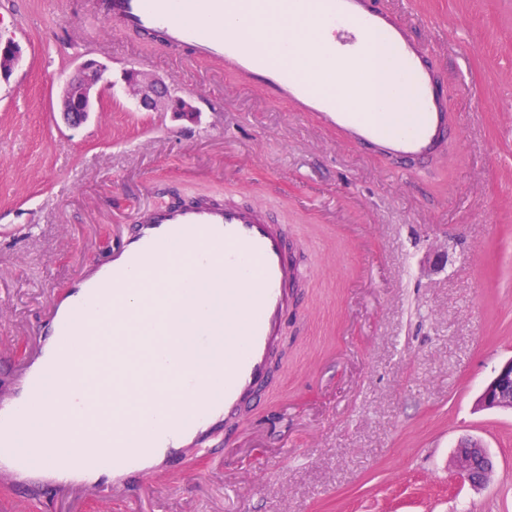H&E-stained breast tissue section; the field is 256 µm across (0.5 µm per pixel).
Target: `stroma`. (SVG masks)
<instances>
[{
	"instance_id": "35a3bbf8",
	"label": "stroma",
	"mask_w": 512,
	"mask_h": 512,
	"mask_svg": "<svg viewBox=\"0 0 512 512\" xmlns=\"http://www.w3.org/2000/svg\"><path fill=\"white\" fill-rule=\"evenodd\" d=\"M437 70L457 123L435 174L404 172L216 67L91 19L86 0H15L23 49L0 82V337L31 343L53 293L107 261L144 207L236 198L288 225L309 276L281 362L227 444L190 452L108 512H512V411L475 401L512 358V0H377ZM88 58L109 87L88 123L59 93ZM176 81L194 119L143 110L123 74ZM480 439L489 486L453 452ZM21 512H94L87 493L16 485Z\"/></svg>"
}]
</instances>
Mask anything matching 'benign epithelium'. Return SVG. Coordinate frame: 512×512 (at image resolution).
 Masks as SVG:
<instances>
[{
  "label": "benign epithelium",
  "mask_w": 512,
  "mask_h": 512,
  "mask_svg": "<svg viewBox=\"0 0 512 512\" xmlns=\"http://www.w3.org/2000/svg\"><path fill=\"white\" fill-rule=\"evenodd\" d=\"M21 54L17 41L0 36V80L12 75ZM107 72L108 67L95 59H87L78 66L76 75L67 81L59 99L61 118L66 125L79 127L87 121L102 86L107 84ZM124 80L144 109L154 111L168 106L170 94L165 83L157 79H141L133 71L126 72ZM477 406L512 411V358L499 367L483 388ZM455 465L459 478L474 487L485 484L493 471V462L486 448L472 438L463 439L457 445Z\"/></svg>",
  "instance_id": "obj_1"
}]
</instances>
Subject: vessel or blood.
<instances>
[{
  "label": "vessel or blood",
  "instance_id": "vessel-or-blood-1",
  "mask_svg": "<svg viewBox=\"0 0 512 512\" xmlns=\"http://www.w3.org/2000/svg\"><path fill=\"white\" fill-rule=\"evenodd\" d=\"M109 0L102 22L113 33H146L166 48H183L203 64L262 86L274 101L316 113L324 126L389 160L434 161L446 154L451 116L427 53L398 15L370 0ZM313 30L315 42L288 50L281 31ZM266 27L257 42L247 30ZM330 65L348 80L341 92L313 76ZM410 83L420 108L399 126L382 110L380 84ZM286 227L241 202L207 199L154 205L137 216L111 261L79 277L72 291L50 299L34 352L13 368L0 392V479L27 488H79L99 499L130 478L152 483L175 454L209 446L265 381L269 352L288 311V290L303 276L288 252ZM209 274L234 283L220 326L194 331L199 344L219 346L211 370L181 364L165 322L191 281ZM140 295L139 310L126 305ZM107 315L81 329L89 304ZM149 315L151 335L132 334L135 313ZM82 385L112 390V415L84 412L80 437H64L70 414L56 390ZM44 422L30 430L32 409ZM157 419L145 428L144 409Z\"/></svg>",
  "mask_w": 512,
  "mask_h": 512
}]
</instances>
